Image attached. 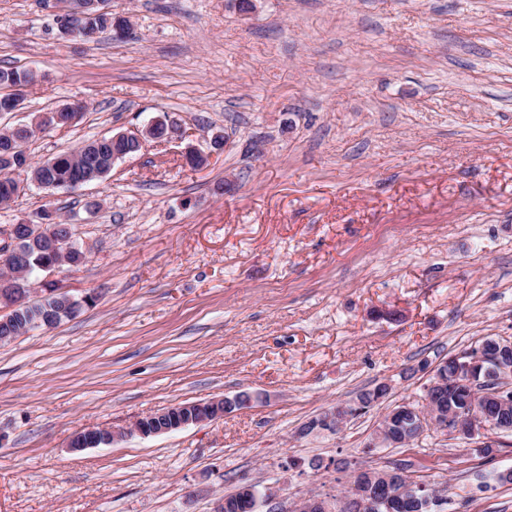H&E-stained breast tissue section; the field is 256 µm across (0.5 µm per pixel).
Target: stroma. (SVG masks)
Returning a JSON list of instances; mask_svg holds the SVG:
<instances>
[{
	"label": "stroma",
	"instance_id": "35a3bbf8",
	"mask_svg": "<svg viewBox=\"0 0 512 512\" xmlns=\"http://www.w3.org/2000/svg\"><path fill=\"white\" fill-rule=\"evenodd\" d=\"M128 37L59 32L54 0H0V67L36 69L0 128L63 104L40 162L176 123L212 157L146 141L101 182L21 177L0 230L51 206L87 251L55 280L94 306L0 345V512H212L251 483L297 503L404 463L445 512H512V434L433 429L373 447L433 368L512 340V0H112ZM223 150L211 151L212 134ZM385 399L332 430L326 411ZM248 394L224 418L143 437L140 416ZM90 428L126 430L69 452Z\"/></svg>",
	"mask_w": 512,
	"mask_h": 512
}]
</instances>
